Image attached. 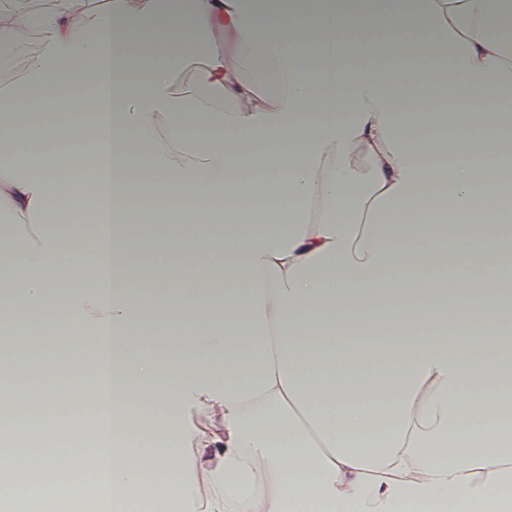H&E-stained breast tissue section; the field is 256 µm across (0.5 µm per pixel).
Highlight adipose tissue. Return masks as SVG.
<instances>
[{
    "instance_id": "ef3b65f1",
    "label": "adipose tissue",
    "mask_w": 512,
    "mask_h": 512,
    "mask_svg": "<svg viewBox=\"0 0 512 512\" xmlns=\"http://www.w3.org/2000/svg\"><path fill=\"white\" fill-rule=\"evenodd\" d=\"M28 31L0 321L37 381L0 397L94 392L99 482L1 505L512 512V0H0L1 71ZM120 512H177L178 506L171 500L151 497L148 500L141 501L129 500L124 503Z\"/></svg>"
}]
</instances>
